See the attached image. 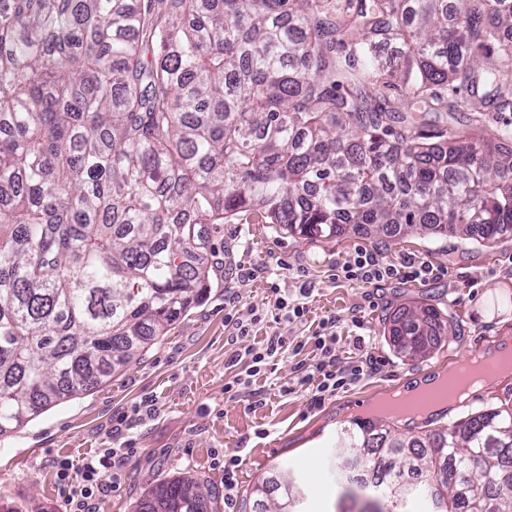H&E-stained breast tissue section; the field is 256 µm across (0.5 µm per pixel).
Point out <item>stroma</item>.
I'll list each match as a JSON object with an SVG mask.
<instances>
[{
	"label": "stroma",
	"instance_id": "1",
	"mask_svg": "<svg viewBox=\"0 0 512 512\" xmlns=\"http://www.w3.org/2000/svg\"><path fill=\"white\" fill-rule=\"evenodd\" d=\"M381 252L396 264L412 257L440 271L434 280L388 279L352 283L336 278L338 264L357 250ZM312 292L299 323L275 321V296L295 300L301 285ZM235 294L236 306L224 301ZM425 303L439 310L445 328L426 356L410 359L389 342L393 315ZM248 323L238 336L227 313ZM328 316L339 319L336 355L357 360L355 336L370 338L376 371L350 389L311 406L301 390L281 394L296 379L299 361L283 347L274 372L254 377L236 395L224 385L235 371L228 359L261 347L271 336L308 343ZM359 324H352V317ZM512 345V239L490 246L419 232L395 237L346 231L330 240L298 238L272 224L224 227V275L212 280L206 299L128 367L100 387L42 413L15 435L0 440V512H69L61 471L80 481L86 459L105 449H136L121 470L103 472L96 512H134L158 481L187 476L224 489L225 454L241 459L238 490L246 492L270 468L288 472L303 491L301 512H340L346 475L336 470L340 427L380 417L392 387H408L434 369H445L476 346ZM512 404V373L493 378L467 405L414 423L390 419L404 435L435 430L486 407Z\"/></svg>",
	"mask_w": 512,
	"mask_h": 512
}]
</instances>
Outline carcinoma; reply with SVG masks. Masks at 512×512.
<instances>
[{
	"mask_svg": "<svg viewBox=\"0 0 512 512\" xmlns=\"http://www.w3.org/2000/svg\"><path fill=\"white\" fill-rule=\"evenodd\" d=\"M512 0H0V437L105 383L224 264V225L512 238V122L497 141L402 112L512 100ZM399 92L391 101V92ZM432 307L393 316L428 353ZM342 429L380 471L360 512H512V406L409 440ZM454 476L441 484L436 473ZM273 469L245 512H281ZM183 477L136 512H208Z\"/></svg>",
	"mask_w": 512,
	"mask_h": 512,
	"instance_id": "1",
	"label": "carcinoma"
}]
</instances>
